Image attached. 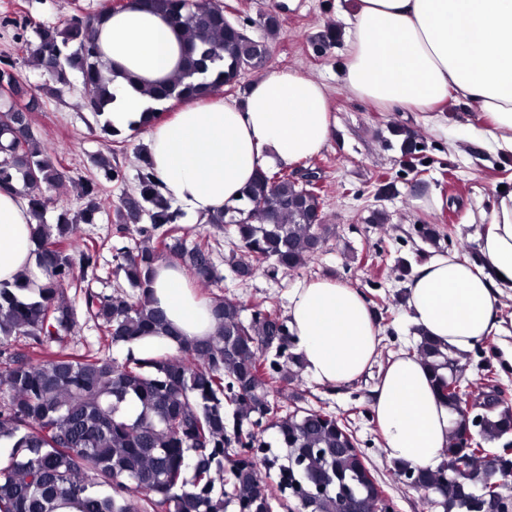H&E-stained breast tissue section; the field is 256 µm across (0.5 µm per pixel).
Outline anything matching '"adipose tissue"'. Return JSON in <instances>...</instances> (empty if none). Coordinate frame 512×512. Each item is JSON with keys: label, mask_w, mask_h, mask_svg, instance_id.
<instances>
[{"label": "adipose tissue", "mask_w": 512, "mask_h": 512, "mask_svg": "<svg viewBox=\"0 0 512 512\" xmlns=\"http://www.w3.org/2000/svg\"><path fill=\"white\" fill-rule=\"evenodd\" d=\"M350 50L340 66L344 86L385 108L438 111L448 99L473 108L472 137L512 154V0H359L348 20ZM102 60L114 78L104 114L119 134L142 140L158 191L195 218L222 212L260 174L318 154L331 135L324 85L294 70L253 82L244 104L219 95L173 116H145L141 85L166 80L180 64L182 32L155 8L133 0L96 27ZM35 221L27 202L0 190V282H43L32 257ZM477 266L457 255L418 265L407 285L413 324L441 346L468 353L500 328L498 305L512 289V191L494 195ZM150 294L173 337L131 343L140 358L176 352L178 338L217 332L182 267L157 261ZM316 382H351L372 364L381 338L369 306L354 287L331 278L301 282L286 313ZM372 411L387 459L436 469L451 414L433 377L405 353L390 361L373 390Z\"/></svg>", "instance_id": "adipose-tissue-1"}]
</instances>
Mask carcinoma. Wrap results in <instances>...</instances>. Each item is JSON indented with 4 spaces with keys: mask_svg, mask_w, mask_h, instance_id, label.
Returning <instances> with one entry per match:
<instances>
[{
    "mask_svg": "<svg viewBox=\"0 0 512 512\" xmlns=\"http://www.w3.org/2000/svg\"><path fill=\"white\" fill-rule=\"evenodd\" d=\"M185 31L181 69L147 90L156 106L200 100L234 86L242 71L260 70L269 47L231 28L215 0H152ZM101 14L34 26L32 51L50 90L61 94L81 77L83 108L101 117L114 99L100 61L95 27ZM25 101L18 112L0 99V189L27 200L36 221V264L46 279L24 295L0 283V512H273L267 479L301 485L298 512H380L391 504L382 482L360 449L351 421L320 407L286 408L274 394L303 369L287 321L262 302L251 307L214 294L208 303L219 323L216 335L182 341L177 353L152 358L107 354L152 333L167 331L149 294V273L160 258L173 260L206 287L223 276L210 240L187 247L179 213L156 188L142 162L136 188L119 198L113 223L139 225L142 241L114 255L115 270L133 293L105 295L85 285L96 275L104 242L76 243L82 224L101 212L99 184L81 186L79 209L57 204L46 190L69 178L68 168L40 148L32 114L40 98L23 83L15 62L0 59V92ZM105 178L126 183L121 166L101 155ZM56 212L48 224L49 209ZM321 188L294 174L261 175L239 201L210 216L208 224L234 227L239 250L224 257L232 271L249 277L260 269L291 271L327 239ZM148 220L149 226L141 225ZM82 295L84 314L96 322L105 353L67 351L78 311L65 300ZM427 363L438 394L453 415L442 464L422 470L393 464L415 491L441 512H512V391L490 362L482 360L484 386L473 389L466 365L451 350L422 336L407 348ZM479 422L466 430L472 401ZM272 430L281 457L268 456L263 433ZM235 450H230V447Z\"/></svg>",
    "mask_w": 512,
    "mask_h": 512,
    "instance_id": "carcinoma-1",
    "label": "carcinoma"
}]
</instances>
